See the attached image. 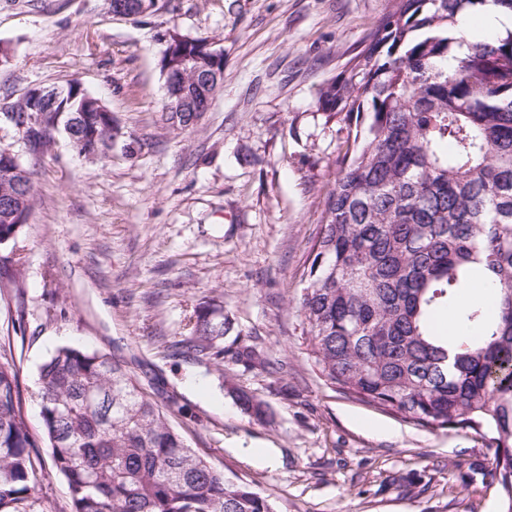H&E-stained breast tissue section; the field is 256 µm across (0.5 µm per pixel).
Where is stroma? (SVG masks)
I'll return each instance as SVG.
<instances>
[{
  "label": "stroma",
  "instance_id": "1",
  "mask_svg": "<svg viewBox=\"0 0 512 512\" xmlns=\"http://www.w3.org/2000/svg\"><path fill=\"white\" fill-rule=\"evenodd\" d=\"M389 0H158L149 21L109 0H0V101L79 80L117 120L108 157L65 137L32 172L33 208L0 248V351L45 477L35 512H70L41 433L36 380L59 347L116 355L185 443L277 512H501L495 450L473 430L423 427L330 385L299 299L335 160L354 121L316 110ZM224 52L197 127L166 123L161 33ZM139 140L141 151L127 145ZM224 306V352L170 355L203 301ZM257 347L279 372L233 361ZM267 416L245 413L236 391Z\"/></svg>",
  "mask_w": 512,
  "mask_h": 512
}]
</instances>
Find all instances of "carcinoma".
Masks as SVG:
<instances>
[{"instance_id": "obj_1", "label": "carcinoma", "mask_w": 512, "mask_h": 512, "mask_svg": "<svg viewBox=\"0 0 512 512\" xmlns=\"http://www.w3.org/2000/svg\"><path fill=\"white\" fill-rule=\"evenodd\" d=\"M486 0H391L365 46L318 92L317 111L359 117L336 159L300 307L309 354L332 386L421 426L479 425L512 512V32L460 52L457 16ZM184 111L199 97L174 85ZM12 129L40 156L58 133L80 155L112 148V112L83 85L35 103ZM0 147V245L32 209L29 169ZM484 288L493 315L460 305ZM224 318L207 302L180 355H210ZM232 360L265 366L252 346ZM40 420L72 512H277L188 448L113 355L58 348L38 371ZM243 410L263 405L244 391ZM18 372L0 359V512H26L42 476Z\"/></svg>"}]
</instances>
